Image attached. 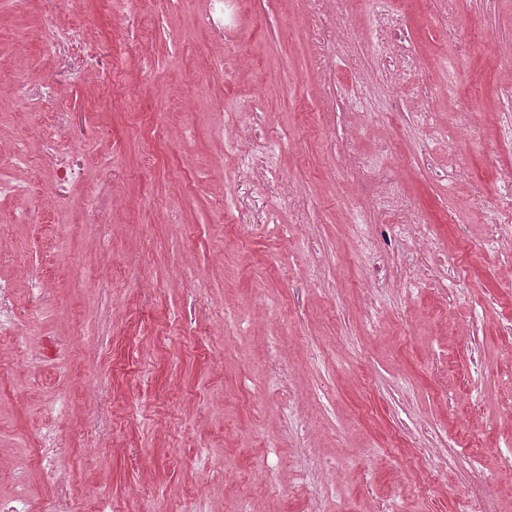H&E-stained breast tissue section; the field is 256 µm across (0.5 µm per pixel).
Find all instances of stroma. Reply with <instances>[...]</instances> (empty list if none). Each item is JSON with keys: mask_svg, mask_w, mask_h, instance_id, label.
<instances>
[{"mask_svg": "<svg viewBox=\"0 0 512 512\" xmlns=\"http://www.w3.org/2000/svg\"><path fill=\"white\" fill-rule=\"evenodd\" d=\"M444 2L398 0L383 56L322 63L317 27L368 29L369 0H236L220 38L209 0H0V179L28 188L0 196V501L39 512L60 477L69 512H512V0L453 28ZM48 27L87 30L81 79ZM386 178L461 285L403 225L357 223ZM46 156L55 163L59 174L70 177L72 172L66 161L67 147L59 143L54 137H49L45 142Z\"/></svg>", "mask_w": 512, "mask_h": 512, "instance_id": "stroma-1", "label": "stroma"}]
</instances>
